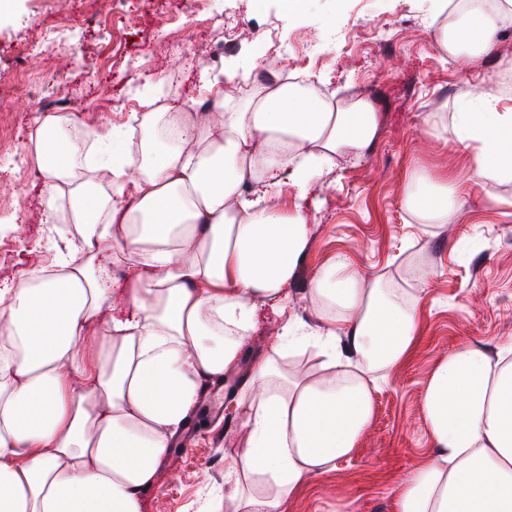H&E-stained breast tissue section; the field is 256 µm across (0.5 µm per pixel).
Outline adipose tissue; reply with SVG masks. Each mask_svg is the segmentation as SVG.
Here are the masks:
<instances>
[{
  "instance_id": "1",
  "label": "adipose tissue",
  "mask_w": 512,
  "mask_h": 512,
  "mask_svg": "<svg viewBox=\"0 0 512 512\" xmlns=\"http://www.w3.org/2000/svg\"><path fill=\"white\" fill-rule=\"evenodd\" d=\"M465 2L438 44L474 69L512 27V0ZM201 81L208 108L159 112L142 96L138 145L123 130L103 134L93 161L69 113L38 119L44 221L74 231L0 288V512H142L201 394L240 363L260 302L283 324L239 401L246 438L228 502L283 512L354 451L371 418V385L349 367L386 371L416 347L415 305L342 254L312 283L316 323L288 313L312 237L300 202L337 159L369 150L373 100L339 109L267 85L235 101L219 76ZM438 133L468 142L473 162L463 174L412 172L404 205L422 224L447 223L474 187L512 182V97L485 87ZM285 194L295 204L276 212ZM285 347L314 348L315 371L289 377L275 358ZM423 416L435 458L397 484L393 512H512V341L468 343L440 361Z\"/></svg>"
}]
</instances>
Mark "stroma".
<instances>
[{
	"label": "stroma",
	"mask_w": 512,
	"mask_h": 512,
	"mask_svg": "<svg viewBox=\"0 0 512 512\" xmlns=\"http://www.w3.org/2000/svg\"><path fill=\"white\" fill-rule=\"evenodd\" d=\"M220 16L197 26L189 0H14L0 15V282L35 263V247L54 236L42 223V180L28 149L43 107L66 104L83 144L95 143L105 121L127 126L140 106L132 78L158 77L162 105L198 96V70L233 77L240 95L258 84L250 41L265 37L272 60L287 59L327 97L354 91L370 97L379 134L356 164L337 170L308 198L310 247L289 292V313L314 321L309 288L337 254L362 275L415 301L421 336L402 366L382 372L373 413L353 454L289 500L285 512H393V490L429 448L423 422L424 384L434 366L460 345L495 349L512 340V184L476 188L449 224H421L406 210L403 186L418 165L438 172L472 163L465 142L427 132L424 117L449 120L456 99L476 78L512 96V29L506 30L480 75L448 57L436 40L432 0H211ZM75 26L61 28L62 18ZM235 35L225 48V35ZM36 95L16 94L21 70ZM504 197L491 208L487 194ZM280 318L263 310L239 368L210 386L221 417L197 412L161 465L144 512H197L224 500L238 446V401L251 364L269 352Z\"/></svg>",
	"instance_id": "stroma-1"
}]
</instances>
